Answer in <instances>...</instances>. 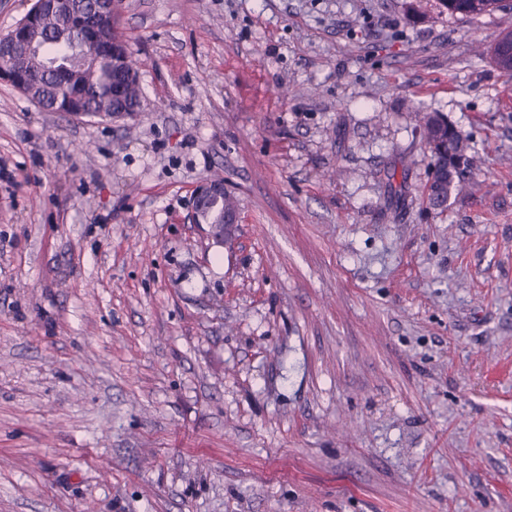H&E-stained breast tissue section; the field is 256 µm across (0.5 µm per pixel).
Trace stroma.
<instances>
[{
	"instance_id": "1",
	"label": "stroma",
	"mask_w": 512,
	"mask_h": 512,
	"mask_svg": "<svg viewBox=\"0 0 512 512\" xmlns=\"http://www.w3.org/2000/svg\"><path fill=\"white\" fill-rule=\"evenodd\" d=\"M506 24L122 0L135 118L0 84V512H512ZM417 108L475 158L442 212ZM224 181L209 179L203 181L195 190L192 205L191 219L194 224H212L210 214L217 206H224V216L233 217L237 213V206L233 196L224 193ZM196 203V205H195ZM237 216L228 224H234ZM212 235L215 238L224 237V225L212 224Z\"/></svg>"
}]
</instances>
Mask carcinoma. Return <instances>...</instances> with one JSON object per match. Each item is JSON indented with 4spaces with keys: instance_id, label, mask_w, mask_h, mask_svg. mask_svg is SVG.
<instances>
[{
    "instance_id": "1",
    "label": "carcinoma",
    "mask_w": 512,
    "mask_h": 512,
    "mask_svg": "<svg viewBox=\"0 0 512 512\" xmlns=\"http://www.w3.org/2000/svg\"><path fill=\"white\" fill-rule=\"evenodd\" d=\"M443 9L452 15L469 18L512 12V3L504 0H440ZM97 24L92 0H70L69 8L42 16L37 27L25 40H18L0 49V63L18 68L41 94L47 109L59 98L80 93L91 112L107 113L130 107L142 97L140 85L124 84L116 91L117 81L108 60L107 45L121 36L118 28L103 33L97 45L98 63L86 66L79 45ZM419 127L431 153V175L428 201L435 209H444L449 199L458 194L466 173L473 167L467 154L466 139L447 119L436 113L418 116Z\"/></svg>"
}]
</instances>
